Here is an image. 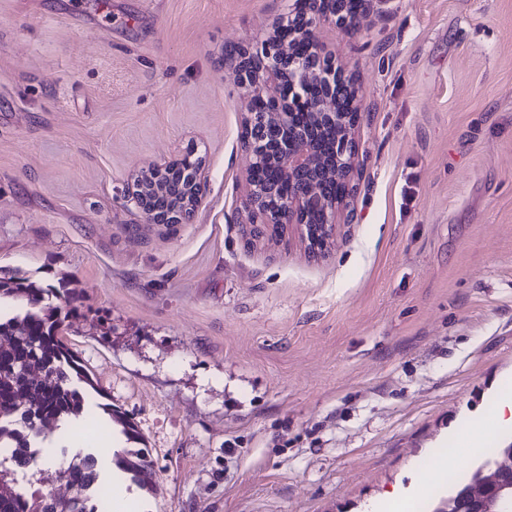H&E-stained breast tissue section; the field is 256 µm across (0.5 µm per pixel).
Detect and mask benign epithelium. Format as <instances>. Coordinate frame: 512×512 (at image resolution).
Returning <instances> with one entry per match:
<instances>
[{
    "mask_svg": "<svg viewBox=\"0 0 512 512\" xmlns=\"http://www.w3.org/2000/svg\"><path fill=\"white\" fill-rule=\"evenodd\" d=\"M358 17L339 9V0H293L288 5L287 19L275 29L288 26L292 37L279 39L275 34L237 47L225 57V63L237 74V83L247 101L249 127L266 121L276 123L287 134L263 146V152L247 147L250 164L247 187L242 199L250 223L292 225L300 242L314 256L325 254L335 241L341 223L342 200L323 196L317 184L333 177L346 184L359 163L353 140L360 112L337 111V93L346 89L355 92L351 75L328 59V48L321 42L317 29L333 24L356 29ZM303 41L316 54L307 63L298 56L296 43ZM265 104L264 111L255 104ZM299 114H311L323 125L332 127L336 139L331 147L334 169L323 166L316 143L310 133L294 125ZM280 167L282 181L288 184V196L279 201L271 192L253 181V172L261 166L263 157ZM202 158L189 151L177 159L152 164L137 174L127 186V198L150 224H188L195 215L202 194L204 177ZM161 179L188 185V196L177 207H160L145 193L144 180ZM512 472V453L506 460L486 468L470 488L467 499L476 512H512V488L508 474Z\"/></svg>",
    "mask_w": 512,
    "mask_h": 512,
    "instance_id": "obj_1",
    "label": "benign epithelium"
}]
</instances>
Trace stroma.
Instances as JSON below:
<instances>
[{
	"label": "stroma",
	"instance_id": "35a3bbf8",
	"mask_svg": "<svg viewBox=\"0 0 512 512\" xmlns=\"http://www.w3.org/2000/svg\"><path fill=\"white\" fill-rule=\"evenodd\" d=\"M288 0H0V273L70 283L81 391L134 423V512H361L447 496L512 392V0H389L320 36L354 75L353 219L308 257L250 240L227 49ZM195 149L192 223L124 195ZM111 460L119 469L131 473L143 486H153L154 470L141 449L124 451L121 455L115 454Z\"/></svg>",
	"mask_w": 512,
	"mask_h": 512
}]
</instances>
